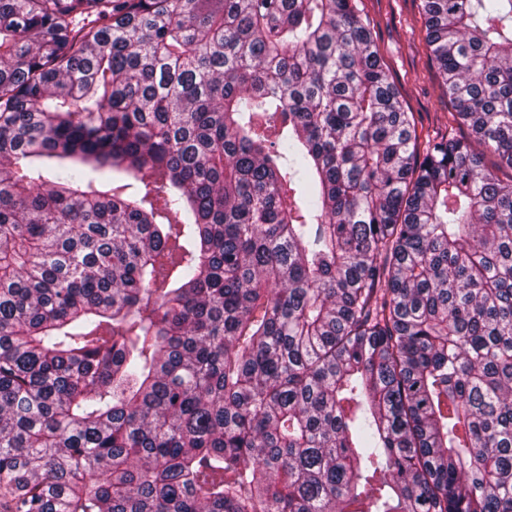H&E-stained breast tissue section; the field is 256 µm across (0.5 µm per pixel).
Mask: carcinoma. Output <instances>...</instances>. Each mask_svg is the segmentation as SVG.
I'll return each mask as SVG.
<instances>
[{
    "label": "carcinoma",
    "mask_w": 512,
    "mask_h": 512,
    "mask_svg": "<svg viewBox=\"0 0 512 512\" xmlns=\"http://www.w3.org/2000/svg\"><path fill=\"white\" fill-rule=\"evenodd\" d=\"M0 0V512H512V0ZM357 2L405 108L414 112L419 131L430 136L448 131V112L453 110L426 48L422 0Z\"/></svg>",
    "instance_id": "1"
}]
</instances>
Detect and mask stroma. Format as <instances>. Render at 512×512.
Instances as JSON below:
<instances>
[{"label":"stroma","instance_id":"35a3bbf8","mask_svg":"<svg viewBox=\"0 0 512 512\" xmlns=\"http://www.w3.org/2000/svg\"><path fill=\"white\" fill-rule=\"evenodd\" d=\"M357 2L419 131L432 136L445 133L450 106L426 48L422 0Z\"/></svg>","mask_w":512,"mask_h":512}]
</instances>
